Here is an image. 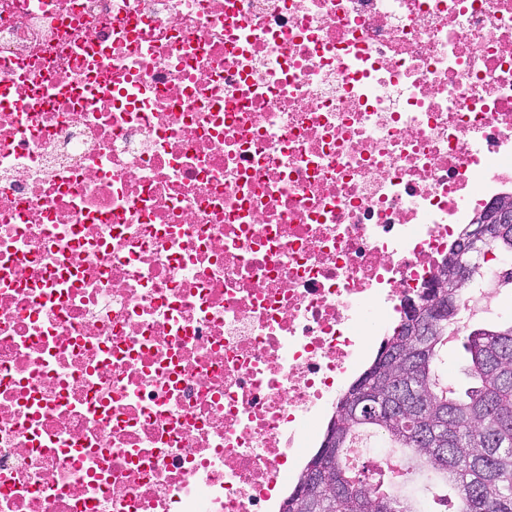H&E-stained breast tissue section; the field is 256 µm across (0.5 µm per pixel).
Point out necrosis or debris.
<instances>
[{"instance_id": "necrosis-or-debris-1", "label": "necrosis or debris", "mask_w": 512, "mask_h": 512, "mask_svg": "<svg viewBox=\"0 0 512 512\" xmlns=\"http://www.w3.org/2000/svg\"><path fill=\"white\" fill-rule=\"evenodd\" d=\"M511 194L512 0H0V512H282Z\"/></svg>"}]
</instances>
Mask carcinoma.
I'll return each mask as SVG.
<instances>
[{"instance_id": "carcinoma-1", "label": "carcinoma", "mask_w": 512, "mask_h": 512, "mask_svg": "<svg viewBox=\"0 0 512 512\" xmlns=\"http://www.w3.org/2000/svg\"><path fill=\"white\" fill-rule=\"evenodd\" d=\"M473 256H512V233L478 242ZM453 316L433 324L427 342L403 317L381 349L389 365L379 370L380 356L340 398L321 446L299 480L310 479L308 497L298 501L300 486L288 496L284 512H324L322 492L335 493L334 512H425L423 500L448 503V486L456 489L454 512H512V320L464 329L467 353L464 374L469 386L448 387L443 350ZM392 403V416L357 419L358 390ZM441 423L445 438L434 445L418 439L417 428ZM358 431H371L388 445L406 449L401 462L403 495L370 490L344 463V450ZM322 461V470L311 466Z\"/></svg>"}]
</instances>
